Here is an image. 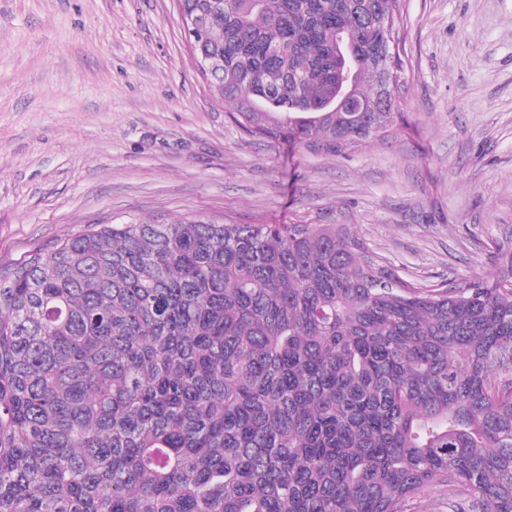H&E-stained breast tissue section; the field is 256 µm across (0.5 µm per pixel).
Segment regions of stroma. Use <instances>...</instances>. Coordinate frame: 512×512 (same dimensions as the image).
Wrapping results in <instances>:
<instances>
[{"instance_id":"35a3bbf8","label":"stroma","mask_w":512,"mask_h":512,"mask_svg":"<svg viewBox=\"0 0 512 512\" xmlns=\"http://www.w3.org/2000/svg\"><path fill=\"white\" fill-rule=\"evenodd\" d=\"M400 132L252 136L176 0H0V270L98 224H344L393 275L490 276L512 243V0H401Z\"/></svg>"}]
</instances>
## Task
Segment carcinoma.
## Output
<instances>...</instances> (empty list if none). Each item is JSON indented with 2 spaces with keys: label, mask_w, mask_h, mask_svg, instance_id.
Returning <instances> with one entry per match:
<instances>
[{
  "label": "carcinoma",
  "mask_w": 512,
  "mask_h": 512,
  "mask_svg": "<svg viewBox=\"0 0 512 512\" xmlns=\"http://www.w3.org/2000/svg\"><path fill=\"white\" fill-rule=\"evenodd\" d=\"M177 2L247 133L400 129V0ZM347 67L375 107L325 108ZM428 487L512 512V244L430 288L344 224L182 218L0 274V512H411Z\"/></svg>",
  "instance_id": "cac0c4a2"
}]
</instances>
